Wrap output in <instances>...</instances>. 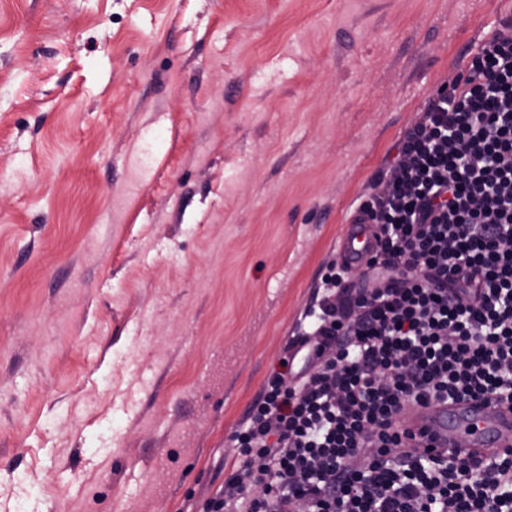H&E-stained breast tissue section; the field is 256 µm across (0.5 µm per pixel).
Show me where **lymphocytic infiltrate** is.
<instances>
[{
  "instance_id": "f902f5d3",
  "label": "lymphocytic infiltrate",
  "mask_w": 512,
  "mask_h": 512,
  "mask_svg": "<svg viewBox=\"0 0 512 512\" xmlns=\"http://www.w3.org/2000/svg\"><path fill=\"white\" fill-rule=\"evenodd\" d=\"M431 96L357 207L380 229L358 279L338 264L233 436L200 512H512V449H405L433 401L512 406V18Z\"/></svg>"
}]
</instances>
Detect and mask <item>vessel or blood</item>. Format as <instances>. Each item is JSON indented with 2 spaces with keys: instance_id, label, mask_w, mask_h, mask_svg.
Segmentation results:
<instances>
[{
  "instance_id": "b4317fda",
  "label": "vessel or blood",
  "mask_w": 512,
  "mask_h": 512,
  "mask_svg": "<svg viewBox=\"0 0 512 512\" xmlns=\"http://www.w3.org/2000/svg\"><path fill=\"white\" fill-rule=\"evenodd\" d=\"M377 248L374 232L352 221L340 238L337 257L354 270ZM404 426L423 445L463 457L471 452L491 455L512 446V407L504 404L434 402L415 409Z\"/></svg>"
}]
</instances>
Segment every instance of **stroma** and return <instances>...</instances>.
Masks as SVG:
<instances>
[{"instance_id":"stroma-1","label":"stroma","mask_w":512,"mask_h":512,"mask_svg":"<svg viewBox=\"0 0 512 512\" xmlns=\"http://www.w3.org/2000/svg\"><path fill=\"white\" fill-rule=\"evenodd\" d=\"M512 0H0V512H198L425 101Z\"/></svg>"}]
</instances>
